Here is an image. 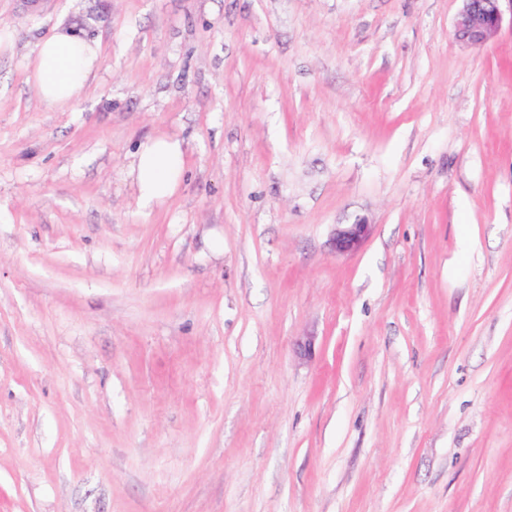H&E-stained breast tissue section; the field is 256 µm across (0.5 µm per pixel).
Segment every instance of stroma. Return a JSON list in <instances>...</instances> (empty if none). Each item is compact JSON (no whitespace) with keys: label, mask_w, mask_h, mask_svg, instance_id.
<instances>
[{"label":"stroma","mask_w":512,"mask_h":512,"mask_svg":"<svg viewBox=\"0 0 512 512\" xmlns=\"http://www.w3.org/2000/svg\"><path fill=\"white\" fill-rule=\"evenodd\" d=\"M460 7L0 0V512H512V27ZM462 9L456 21L454 35L467 46L482 45L501 28L509 15L512 27V0H460ZM101 62L98 43L60 29L38 44L29 66L43 102L51 107L68 108ZM185 151V142L178 137L148 140L138 147L130 175L136 184L141 209L160 207L177 192ZM372 233V224L359 221L355 224H340L333 238L336 255H350L361 249Z\"/></svg>","instance_id":"35a3bbf8"}]
</instances>
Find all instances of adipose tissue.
Instances as JSON below:
<instances>
[{"mask_svg": "<svg viewBox=\"0 0 512 512\" xmlns=\"http://www.w3.org/2000/svg\"><path fill=\"white\" fill-rule=\"evenodd\" d=\"M102 62L98 43L60 29L43 39L29 63L31 78L43 102L56 108L70 107L90 75ZM185 143L164 137L142 143L130 174L137 188L141 209L162 206L181 183Z\"/></svg>", "mask_w": 512, "mask_h": 512, "instance_id": "ef3b65f1", "label": "adipose tissue"}]
</instances>
